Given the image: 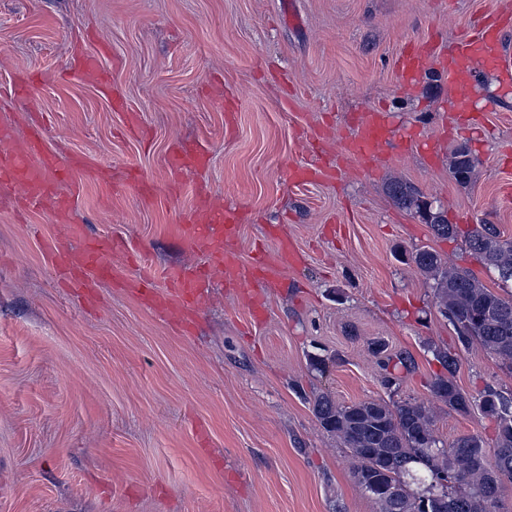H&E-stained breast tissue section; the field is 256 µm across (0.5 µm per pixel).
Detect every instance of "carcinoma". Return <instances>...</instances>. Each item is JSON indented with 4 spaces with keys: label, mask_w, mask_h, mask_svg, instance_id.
<instances>
[{
    "label": "carcinoma",
    "mask_w": 512,
    "mask_h": 512,
    "mask_svg": "<svg viewBox=\"0 0 512 512\" xmlns=\"http://www.w3.org/2000/svg\"><path fill=\"white\" fill-rule=\"evenodd\" d=\"M475 166L469 152H454L450 168L466 184ZM394 201L407 210L421 208V200L407 185L390 187ZM430 226L446 238L454 233L441 212ZM469 248L497 271L501 281H512V239H504L491 224L474 229ZM412 260L435 280L440 313L455 327L464 346L477 343L512 370V297L485 287L464 270H450L435 252L420 249ZM435 357L448 371L431 383L433 396L460 413L473 408L496 425L494 446L479 435L456 438L444 446L436 437L427 407L418 402L389 404L367 399L340 405L329 395L314 398L313 410L322 428L338 437L356 460L354 478L381 506V512H491L512 483V396L488 386L479 398L463 392L454 380L456 359L445 351ZM395 484L393 498L386 487Z\"/></svg>",
    "instance_id": "carcinoma-1"
}]
</instances>
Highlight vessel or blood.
<instances>
[{
    "label": "vessel or blood",
    "mask_w": 512,
    "mask_h": 512,
    "mask_svg": "<svg viewBox=\"0 0 512 512\" xmlns=\"http://www.w3.org/2000/svg\"><path fill=\"white\" fill-rule=\"evenodd\" d=\"M433 63L434 58L429 51L407 46L397 60L402 86L411 88ZM70 66L98 84L108 82L98 55L73 51ZM483 67L497 71L502 78L512 77V54L505 50L497 30L482 28L461 38L452 57L444 62V71L458 89L453 97L454 110L464 109L461 89L473 79L476 70ZM388 136L386 123L378 114L371 113L350 139L348 148L357 159L366 161L377 153ZM207 161V154L200 150L190 155L175 151L169 157L170 167L178 178L204 171ZM80 164L76 157L69 163H62L57 152L48 147L43 127L28 130L20 139L1 135L0 196L12 198L18 208H39L53 214L59 223H66L77 195V187L71 182L69 172ZM237 221L236 210L200 208L194 213L193 223L183 225L182 239L186 245L202 250L210 268L220 272L225 282L237 290H244L246 285L256 280L276 284L277 266L295 261L297 257L292 242L281 240L275 257L257 253L250 268L242 269L232 249L238 234ZM114 247V242L108 237L88 240L77 252L57 238L46 239L43 243L48 260L64 275L69 287L79 293H93L100 281L107 280L134 288L155 309L176 310L187 316L192 314L204 293L203 272L173 267L162 284L148 268L131 277L112 267L109 258Z\"/></svg>",
    "instance_id": "1"
}]
</instances>
